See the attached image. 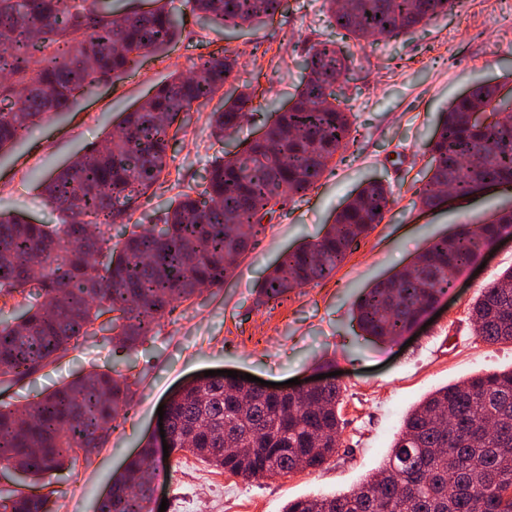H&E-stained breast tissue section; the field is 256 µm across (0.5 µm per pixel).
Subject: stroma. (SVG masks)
Listing matches in <instances>:
<instances>
[{
    "label": "stroma",
    "instance_id": "1",
    "mask_svg": "<svg viewBox=\"0 0 512 512\" xmlns=\"http://www.w3.org/2000/svg\"><path fill=\"white\" fill-rule=\"evenodd\" d=\"M165 3L181 20L173 49L78 97L0 156V215L58 223L43 183L98 145L122 112L156 85L173 73H190L200 56L229 51L237 59L232 83L257 87L256 108L228 136L208 120L221 98L192 113L159 183L129 217L149 227L178 194L200 183L215 157L246 148L275 109L288 105L306 78L303 61L311 46L338 39L325 0H283L273 20L235 30L201 21L190 0ZM340 41L351 61L340 80V102L351 114L353 139L306 196L275 214L224 287L203 289L179 304L133 353L99 336L82 339L56 364L16 386L0 385V403L19 405L91 370L112 368L135 383L128 414L108 445L89 461L46 474L57 491L56 512H95L113 475L158 435V406L208 370L274 383L336 373L345 391L339 452L319 470L250 480L215 470L191 453L170 452L157 460L166 474L157 491L166 512H283L294 499L349 492L382 464L406 413L431 392L512 369V343L483 342L468 318L481 288L512 266V236L485 256L484 268L454 277L437 317L415 330L412 343L360 335L353 318L362 291L408 264L430 239L512 206V190L502 187L434 209L424 208L417 193L440 112L476 84L512 86V0H463L455 14L370 46ZM373 179L390 192L381 223L331 276L258 305L260 285L278 257L320 236L358 187Z\"/></svg>",
    "mask_w": 512,
    "mask_h": 512
}]
</instances>
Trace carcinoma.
Wrapping results in <instances>:
<instances>
[{"label": "carcinoma", "instance_id": "carcinoma-1", "mask_svg": "<svg viewBox=\"0 0 512 512\" xmlns=\"http://www.w3.org/2000/svg\"><path fill=\"white\" fill-rule=\"evenodd\" d=\"M203 20L225 28L264 22L280 0H191ZM343 38L371 45L411 33L453 13L460 0H326ZM181 22L161 6L115 16L107 0H0V152L77 96L169 50ZM236 59L199 58L192 75L174 74L130 111L119 133L64 167L45 184L62 223L33 224L0 216V297L34 302L0 321V381L17 383L60 359L81 338L107 332L116 346L143 342L175 304L228 277L227 257L242 256L265 232L282 203L303 197L352 139L336 81L350 70L335 41L313 46L307 78L266 136L240 156L225 153L199 188L179 196L160 230L130 231L113 240L140 199L160 180L167 151L185 114L203 107L232 78ZM257 89L224 93L211 113L229 135L254 109ZM505 113L493 124L477 111ZM429 161L418 190L423 206L441 192L469 195L483 180L512 186V98L477 84L441 113L427 143ZM390 193L380 181L362 185L314 242L283 254L261 284L266 304L330 276L353 246L381 223ZM512 234V208L476 224H457L410 262L360 295L354 319L363 335L396 341L491 242ZM478 336L512 342V268L485 285L470 308ZM131 384L92 370L26 403L0 406V470L36 478L74 465L85 448H103L130 405ZM343 389L314 394H260L244 402L222 380L190 387L171 403L172 448L244 478L321 468L341 434ZM151 447L113 476L96 512H148ZM55 491L0 492V512H53ZM284 512H512V370L444 386L412 409L378 473L348 492L288 502Z\"/></svg>", "mask_w": 512, "mask_h": 512}]
</instances>
